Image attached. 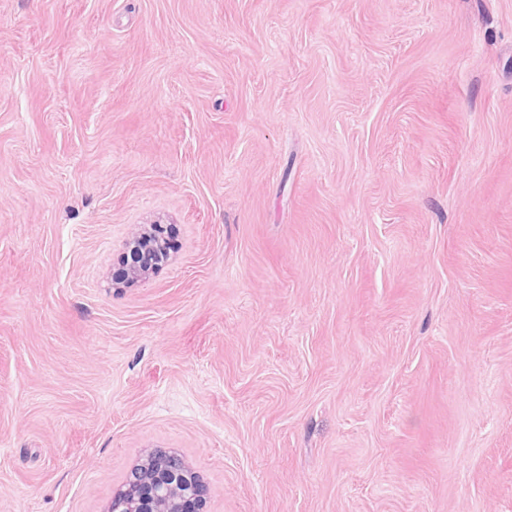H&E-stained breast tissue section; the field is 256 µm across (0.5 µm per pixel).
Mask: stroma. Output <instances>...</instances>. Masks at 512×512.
Segmentation results:
<instances>
[{
    "mask_svg": "<svg viewBox=\"0 0 512 512\" xmlns=\"http://www.w3.org/2000/svg\"><path fill=\"white\" fill-rule=\"evenodd\" d=\"M153 449L204 512H512V0H0V512ZM125 244L128 253L140 259L131 261L128 266L127 276L132 280L144 277L151 267L165 261L171 248L166 229L161 224L141 225Z\"/></svg>",
    "mask_w": 512,
    "mask_h": 512,
    "instance_id": "stroma-1",
    "label": "stroma"
}]
</instances>
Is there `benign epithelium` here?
Listing matches in <instances>:
<instances>
[{"label": "benign epithelium", "mask_w": 512, "mask_h": 512, "mask_svg": "<svg viewBox=\"0 0 512 512\" xmlns=\"http://www.w3.org/2000/svg\"><path fill=\"white\" fill-rule=\"evenodd\" d=\"M130 279L144 277L150 267L168 258L171 243L160 224L140 226L126 240ZM207 486L198 474L174 452L147 453L117 489L109 512H202Z\"/></svg>", "instance_id": "benign-epithelium-1"}]
</instances>
